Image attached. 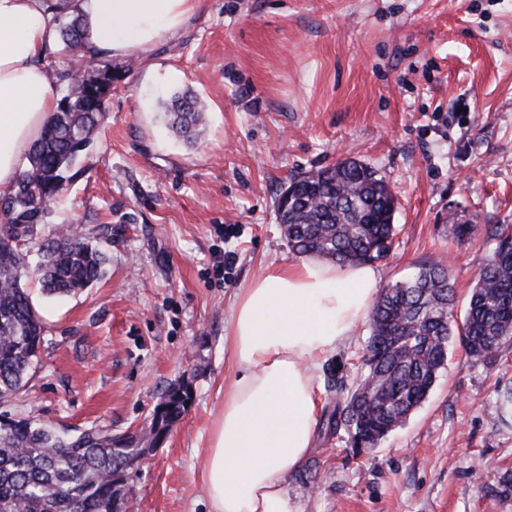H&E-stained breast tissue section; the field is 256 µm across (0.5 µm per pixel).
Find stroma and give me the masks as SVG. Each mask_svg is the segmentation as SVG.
<instances>
[{
	"instance_id": "1",
	"label": "stroma",
	"mask_w": 512,
	"mask_h": 512,
	"mask_svg": "<svg viewBox=\"0 0 512 512\" xmlns=\"http://www.w3.org/2000/svg\"><path fill=\"white\" fill-rule=\"evenodd\" d=\"M100 135L47 226L112 227L105 275L64 298L25 280L43 319L31 380L9 413L59 433L132 431L172 384L193 400L126 489L132 512H207L201 482L211 424L234 375L224 344L235 294L289 263L277 199L291 178L355 159L398 200L380 284L447 258L466 304L512 225V0H204L148 60L115 59ZM205 110L201 139L172 128L174 96ZM473 225L457 238L452 227ZM236 261L225 278L217 256ZM361 325L319 370L354 382ZM512 362L469 366L453 346L426 402L378 447L318 426L286 487L306 512H512Z\"/></svg>"
}]
</instances>
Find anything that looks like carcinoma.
<instances>
[{
	"instance_id": "carcinoma-1",
	"label": "carcinoma",
	"mask_w": 512,
	"mask_h": 512,
	"mask_svg": "<svg viewBox=\"0 0 512 512\" xmlns=\"http://www.w3.org/2000/svg\"><path fill=\"white\" fill-rule=\"evenodd\" d=\"M67 67L49 64L66 92L18 176L0 214V405L29 381L44 340L42 322L22 277L37 278L51 297L75 294L104 273L106 251L75 225L43 228L46 214L67 186L106 112L117 77L112 66L77 57L82 23L60 26ZM176 131L188 140L204 130L203 110L182 95L172 100ZM292 201L280 216L289 248L337 264L385 258L395 236L396 199L366 163L346 160L290 182ZM496 247L480 271L462 321L448 263L427 261L406 280L381 288L360 375L336 398L326 428L344 430L353 447L375 448L425 402L459 339L469 364L492 368L512 342V226L488 228ZM192 391L169 387L152 419L133 435L89 429L59 435L25 417L0 416V512H125V489L140 448H157L188 411Z\"/></svg>"
}]
</instances>
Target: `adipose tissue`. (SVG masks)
<instances>
[{"instance_id":"adipose-tissue-1","label":"adipose tissue","mask_w":512,"mask_h":512,"mask_svg":"<svg viewBox=\"0 0 512 512\" xmlns=\"http://www.w3.org/2000/svg\"><path fill=\"white\" fill-rule=\"evenodd\" d=\"M203 0H0V193L25 169L59 92L47 52L57 18L79 16L85 57L147 58ZM369 265L314 256L267 264L236 293L226 342L236 374L214 419L202 485L209 512H305L288 474L314 443L321 360L355 335L378 286Z\"/></svg>"}]
</instances>
